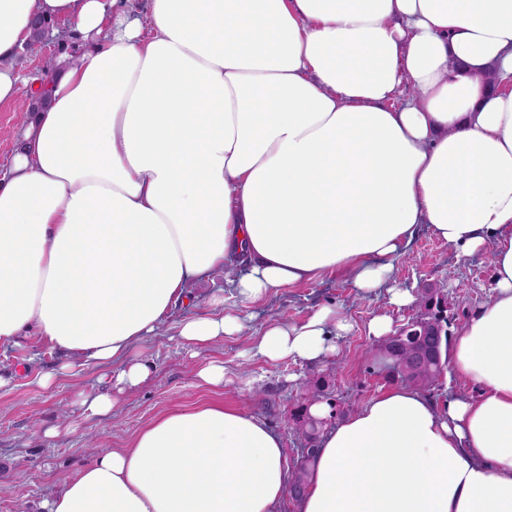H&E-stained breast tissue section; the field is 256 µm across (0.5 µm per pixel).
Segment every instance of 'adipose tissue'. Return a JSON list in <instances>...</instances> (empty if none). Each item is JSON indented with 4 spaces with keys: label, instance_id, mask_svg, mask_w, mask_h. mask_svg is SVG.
<instances>
[{
    "label": "adipose tissue",
    "instance_id": "ef3b65f1",
    "mask_svg": "<svg viewBox=\"0 0 512 512\" xmlns=\"http://www.w3.org/2000/svg\"><path fill=\"white\" fill-rule=\"evenodd\" d=\"M77 55L41 80L31 21ZM45 98L0 167V344L28 332L58 370L107 369L91 415L149 370L133 347L188 310L198 348L239 317L197 316L229 269L253 303L327 273L369 294L420 230L493 256L454 372L478 398L402 384L327 425L298 512H512V0H0V103ZM348 323L329 305L268 323L270 361L319 363ZM289 470L262 417L203 403L105 448L46 512H279ZM51 24L53 25V27L49 36L46 35L45 39L42 42L34 44L31 47H26L20 53V70L26 77L47 72V62L50 59V57H46L43 60L40 72L37 68H35L42 55L49 54L54 58L64 48H67V50H69L73 54L77 53L75 45L69 42H66L67 46H65L64 42L62 44V32L64 31L65 34H67L68 32L65 28V24L61 21H54ZM192 291L198 296L200 305L197 308L198 314H208L214 307L209 304V299L214 295H222L225 285V270H215L210 277L200 283L192 285Z\"/></svg>",
    "mask_w": 512,
    "mask_h": 512
}]
</instances>
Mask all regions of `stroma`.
Returning a JSON list of instances; mask_svg holds the SVG:
<instances>
[{"mask_svg": "<svg viewBox=\"0 0 512 512\" xmlns=\"http://www.w3.org/2000/svg\"><path fill=\"white\" fill-rule=\"evenodd\" d=\"M493 276L486 253L461 256L426 230L394 263L391 285L409 290L413 297L405 306L391 304L383 289L363 295L336 275L243 303L224 295L225 271L217 269L192 287L200 301L198 311L212 312L210 298L223 295L224 312L243 321L242 331L197 351L182 341L183 316L175 314L160 335L133 350V359L150 365V378L105 416L89 415L71 403L76 391L97 387L101 366L85 364L46 388L40 377L58 362V354L33 335L1 347L0 373L10 382L0 388V512H41L46 496L102 449L123 447L159 414L201 403L218 402L260 415L282 435L287 458H294L300 445L296 419L308 402L303 384L323 386L322 402L333 423L390 387L377 352L379 340L368 333L373 317L388 316L393 328H400L417 315L421 289L439 282L448 299L450 327L458 329L491 298ZM323 304L335 306L350 325L337 339L335 355L320 365L291 358L272 362L256 355L255 342L268 322L299 324ZM207 361L223 363L222 388L197 379L199 367ZM56 426L60 435L48 436V429Z\"/></svg>", "mask_w": 512, "mask_h": 512, "instance_id": "stroma-1", "label": "stroma"}]
</instances>
